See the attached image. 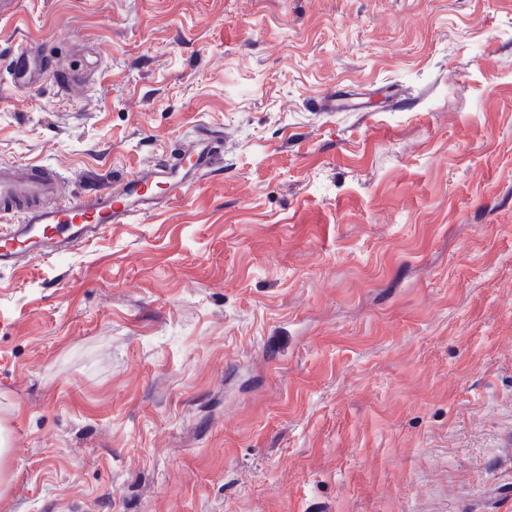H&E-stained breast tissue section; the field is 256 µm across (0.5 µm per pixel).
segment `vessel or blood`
<instances>
[{
	"instance_id": "obj_1",
	"label": "vessel or blood",
	"mask_w": 512,
	"mask_h": 512,
	"mask_svg": "<svg viewBox=\"0 0 512 512\" xmlns=\"http://www.w3.org/2000/svg\"><path fill=\"white\" fill-rule=\"evenodd\" d=\"M40 49L32 40L15 47L14 87L30 90L50 77ZM221 146V135L203 133L186 151L78 195L68 193L55 169L40 163L16 167L1 162L0 268L58 257L98 238L112 225L151 213L163 198L181 196L212 171Z\"/></svg>"
}]
</instances>
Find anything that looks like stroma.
<instances>
[{
    "mask_svg": "<svg viewBox=\"0 0 512 512\" xmlns=\"http://www.w3.org/2000/svg\"><path fill=\"white\" fill-rule=\"evenodd\" d=\"M200 124L222 169L0 269V512H512V0L0 18V162L77 194ZM41 44L37 41H27L18 44L14 49L15 67L10 73L11 83L16 88L32 90L37 81L51 76L49 68H44L39 56Z\"/></svg>",
    "mask_w": 512,
    "mask_h": 512,
    "instance_id": "stroma-1",
    "label": "stroma"
}]
</instances>
